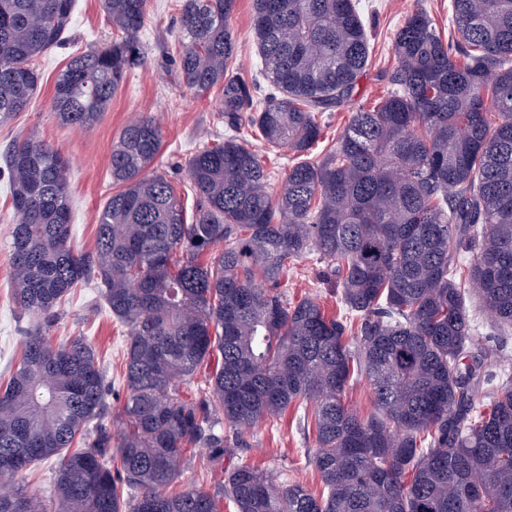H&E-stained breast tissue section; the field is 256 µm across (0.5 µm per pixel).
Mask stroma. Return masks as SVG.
I'll return each mask as SVG.
<instances>
[{"label": "stroma", "instance_id": "35a3bbf8", "mask_svg": "<svg viewBox=\"0 0 512 512\" xmlns=\"http://www.w3.org/2000/svg\"><path fill=\"white\" fill-rule=\"evenodd\" d=\"M366 23L370 55L358 81V95L373 100L386 90V73L395 64L396 30L417 8H425L441 33L452 28L450 0H359ZM179 0H148V14L140 34L147 63L127 76L95 127L85 133L60 125L50 110L58 73L69 59L88 48L103 47L112 40L100 0H77L62 44L38 62L40 84L29 111L0 125V150L20 136L34 135L69 157L70 199L73 208L71 245L76 252L94 249L98 215L112 193L109 158L125 125L139 115L155 117L163 144L152 169L173 184L177 196L191 195L186 163L199 147L222 140L224 121L220 95L211 91L199 97L184 87L174 60L178 51ZM231 25L237 40V68L245 79H258L257 47L253 38V0H237ZM14 221L9 184L0 179V383L6 382L33 323L18 309L11 291L9 240ZM324 266L309 254L289 263L283 278L290 302L318 297L329 314L340 311L338 282L323 275ZM63 315L50 332L53 345L83 338L95 351L108 381L106 403L118 411L124 396L120 374L125 327L113 320L92 284H77L62 305ZM303 409L289 407L280 417L259 424L232 446L223 461H207L202 449H194L182 467L175 487L214 492L226 472L249 463L279 478L300 482L313 492L322 483L308 455L314 436L303 424Z\"/></svg>", "mask_w": 512, "mask_h": 512}]
</instances>
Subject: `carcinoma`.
<instances>
[{"label": "carcinoma", "instance_id": "1", "mask_svg": "<svg viewBox=\"0 0 512 512\" xmlns=\"http://www.w3.org/2000/svg\"><path fill=\"white\" fill-rule=\"evenodd\" d=\"M74 3L0 0V124L28 109L34 61L60 44ZM235 3L181 0L177 18L181 80L200 97L221 88L228 130L187 161L191 218L172 183L147 174L163 141L150 116L112 146L115 191L91 252L70 245L68 160L33 138L3 155L14 297L36 330L0 386V512H219L223 498L236 512H512V368L473 352L468 304L472 284L481 312L512 329V0H452L446 40L426 10L408 16L387 94L352 111L317 159L325 113L353 101L369 59L356 0H253L262 98L233 74ZM101 6L112 43L73 57L50 101L73 128H92L146 62L147 0ZM244 127L302 158L279 191L240 143ZM307 254L339 281L344 316L280 291ZM91 277L127 330L110 423L95 352L47 338L62 298ZM359 374L367 417L343 401ZM293 405L313 421L322 493L249 463L216 494L170 491L189 451L213 462L228 434ZM54 457L51 498L15 483Z\"/></svg>", "mask_w": 512, "mask_h": 512}]
</instances>
